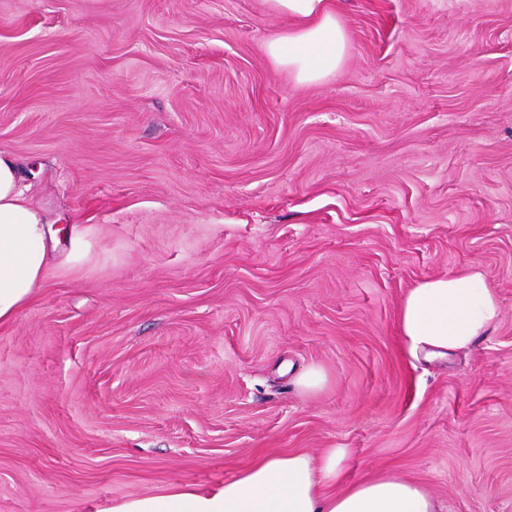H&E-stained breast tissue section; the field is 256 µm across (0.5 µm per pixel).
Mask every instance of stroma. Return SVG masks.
Wrapping results in <instances>:
<instances>
[{
    "label": "stroma",
    "instance_id": "1",
    "mask_svg": "<svg viewBox=\"0 0 512 512\" xmlns=\"http://www.w3.org/2000/svg\"><path fill=\"white\" fill-rule=\"evenodd\" d=\"M336 14L342 66L300 84L263 0H0V150L60 229H95L0 326V512L326 448L347 481L512 512V0ZM470 266L496 325L411 354L405 294ZM94 229L90 224H72L68 229L70 251L65 261L69 267H76L86 262L89 252V241ZM327 380L325 370L321 366L312 365L299 375L296 384L302 392L313 394L321 391Z\"/></svg>",
    "mask_w": 512,
    "mask_h": 512
}]
</instances>
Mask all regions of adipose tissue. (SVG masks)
<instances>
[{
	"mask_svg": "<svg viewBox=\"0 0 512 512\" xmlns=\"http://www.w3.org/2000/svg\"><path fill=\"white\" fill-rule=\"evenodd\" d=\"M269 14L294 20L270 35L265 54L297 82L314 84L336 73L347 35L334 0H264ZM40 207L18 160L0 151V325L13 322L59 265ZM501 315L497 295L475 268L420 281L403 298L400 334L411 350L444 357L469 350ZM346 448L266 455L211 488L177 486L161 495L128 497L109 512H441L422 484L384 472L344 483Z\"/></svg>",
	"mask_w": 512,
	"mask_h": 512,
	"instance_id": "adipose-tissue-1",
	"label": "adipose tissue"
}]
</instances>
